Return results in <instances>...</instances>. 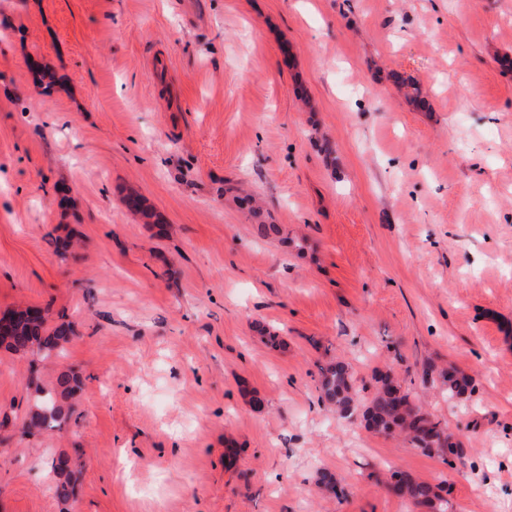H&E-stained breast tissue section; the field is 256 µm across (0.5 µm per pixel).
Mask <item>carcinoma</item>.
<instances>
[{
	"instance_id": "carcinoma-1",
	"label": "carcinoma",
	"mask_w": 512,
	"mask_h": 512,
	"mask_svg": "<svg viewBox=\"0 0 512 512\" xmlns=\"http://www.w3.org/2000/svg\"><path fill=\"white\" fill-rule=\"evenodd\" d=\"M10 327V332L0 335V346L14 354H24L38 346L49 357L60 356L64 347L74 336L71 323L62 322L52 329L45 327L46 318L42 313L32 315L28 308L11 311L0 317ZM321 398L336 407L344 418L362 411L365 426L377 434L398 432L424 454L448 451L458 452L453 434L428 411L414 403L404 382L390 375L382 374L376 379V387L370 396L359 398L350 366L336 359L319 366ZM422 381L440 385L450 400H467L475 392L471 379L454 372L437 373L429 368L424 371ZM76 387V378L70 373L62 374L54 388L38 390L34 397L27 427L39 431L61 425L70 410L69 401ZM61 464L54 465L59 481L53 486L54 495L67 501L72 495L69 458L59 457ZM394 487L399 496L416 508L426 512H453L454 505L443 494V489L429 482L420 481L409 474L394 472Z\"/></svg>"
}]
</instances>
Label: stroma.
<instances>
[{"label": "stroma", "instance_id": "1", "mask_svg": "<svg viewBox=\"0 0 512 512\" xmlns=\"http://www.w3.org/2000/svg\"><path fill=\"white\" fill-rule=\"evenodd\" d=\"M18 307L75 336L0 348V512H413L391 469L512 512V0H0ZM333 358L409 380L459 454L340 417ZM65 371L69 418L26 434ZM422 381L429 382L431 385L439 383L440 388L450 400H467L475 392L472 379L459 376L451 371L436 373L434 369L428 368L424 371ZM57 460L63 461L64 465H57L54 461L53 466L60 476L59 481L53 486L54 495L61 501H68L72 495L71 472L68 471L69 458L60 456Z\"/></svg>", "mask_w": 512, "mask_h": 512}]
</instances>
